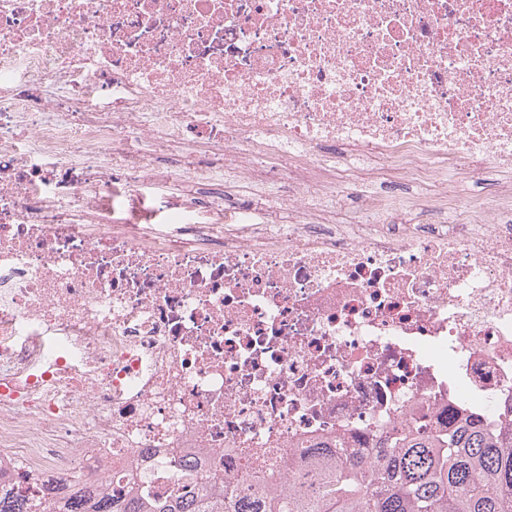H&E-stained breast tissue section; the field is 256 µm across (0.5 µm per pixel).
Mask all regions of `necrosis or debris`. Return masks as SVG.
I'll use <instances>...</instances> for the list:
<instances>
[{
	"mask_svg": "<svg viewBox=\"0 0 512 512\" xmlns=\"http://www.w3.org/2000/svg\"><path fill=\"white\" fill-rule=\"evenodd\" d=\"M199 141L220 218L113 221ZM366 157L430 199L344 210ZM457 414L512 426V0H0L1 495L307 496L310 457ZM210 148L204 144L195 147V151H186L177 149L171 154L158 157L155 165L161 170L174 171L179 167L185 166L195 155L204 154ZM489 175H482L466 181H457L450 173L448 175V195L456 196L461 200L470 198L472 201L479 199L488 192L487 179Z\"/></svg>",
	"mask_w": 512,
	"mask_h": 512,
	"instance_id": "obj_1",
	"label": "necrosis or debris"
}]
</instances>
